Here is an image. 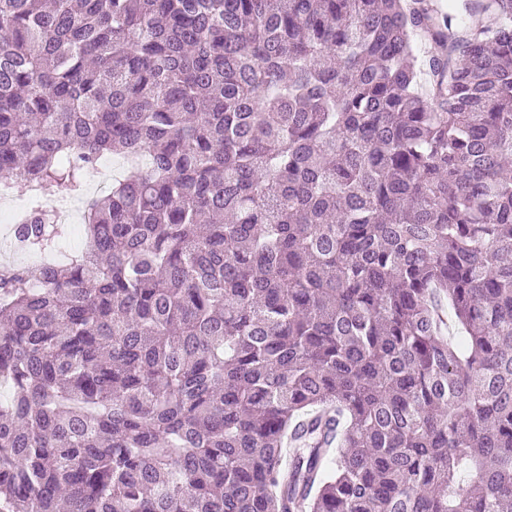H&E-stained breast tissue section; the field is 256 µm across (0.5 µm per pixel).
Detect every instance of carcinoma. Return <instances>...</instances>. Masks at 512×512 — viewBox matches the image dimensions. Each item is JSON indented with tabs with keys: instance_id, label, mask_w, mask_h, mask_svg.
<instances>
[{
	"instance_id": "1",
	"label": "carcinoma",
	"mask_w": 512,
	"mask_h": 512,
	"mask_svg": "<svg viewBox=\"0 0 512 512\" xmlns=\"http://www.w3.org/2000/svg\"><path fill=\"white\" fill-rule=\"evenodd\" d=\"M107 154L0 265V512H512V0H0L16 248ZM97 169L94 170L87 177L85 191H84L83 195H81L80 198H76L78 205L82 209L80 216H79L80 223L67 224L70 227V229H71V225H72V227H74V229H75L74 238L79 242L80 245H83V242H84L83 237L85 238L82 215L86 209L87 202L90 199L95 198V197H97L103 193H106L112 189V183L106 184V185H100L99 178H98L99 174L96 175Z\"/></svg>"
}]
</instances>
